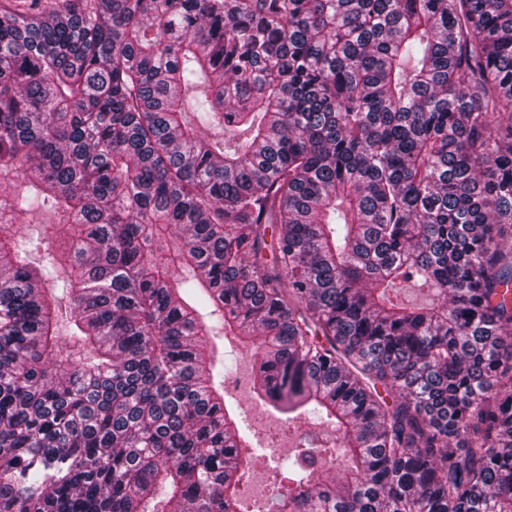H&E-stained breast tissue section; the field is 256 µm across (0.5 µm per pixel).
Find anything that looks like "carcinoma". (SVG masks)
<instances>
[{"label": "carcinoma", "mask_w": 512, "mask_h": 512, "mask_svg": "<svg viewBox=\"0 0 512 512\" xmlns=\"http://www.w3.org/2000/svg\"><path fill=\"white\" fill-rule=\"evenodd\" d=\"M221 332L266 512H512V0L0 7V512H243ZM217 355L234 354V363L224 372V388L226 401L240 420L248 433L253 448L258 453H270V447L276 448V454L288 459V448L295 442L293 424L285 421L287 415H282L258 400L252 388L253 353L243 348L236 336H215ZM226 382L233 384L226 387ZM263 448V449H261Z\"/></svg>", "instance_id": "carcinoma-1"}]
</instances>
